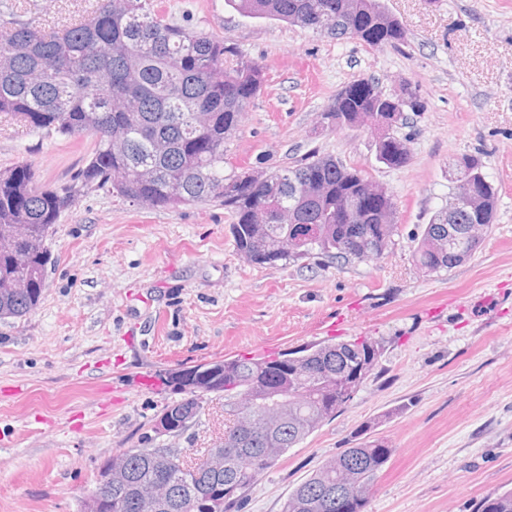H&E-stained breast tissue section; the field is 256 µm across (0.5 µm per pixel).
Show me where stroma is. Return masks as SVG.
I'll list each match as a JSON object with an SVG mask.
<instances>
[{"instance_id": "1", "label": "stroma", "mask_w": 512, "mask_h": 512, "mask_svg": "<svg viewBox=\"0 0 512 512\" xmlns=\"http://www.w3.org/2000/svg\"><path fill=\"white\" fill-rule=\"evenodd\" d=\"M169 19L224 39L268 81L224 143L226 162L293 164L311 151L362 169L391 191L398 231L374 261L248 263L223 206H132L100 189L53 228L39 307L0 319V512H79L101 463L128 448L213 447L224 398L208 394L182 436L154 419L182 395L169 372L262 357L331 338L370 336L383 354L336 416L259 477L240 512H281L289 493L356 433L385 438L367 512H473L512 488V0H380L407 34L372 48L244 16L227 0H156ZM84 0H0L57 28ZM407 80L426 112L397 128L408 166L378 162L371 129L322 130L345 85ZM92 137H45L0 114V169L32 163L42 185L67 180ZM480 154L498 191L494 223L464 263L434 274L412 261L425 224L448 202L453 158Z\"/></svg>"}]
</instances>
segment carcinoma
Returning a JSON list of instances; mask_svg holds the SVG:
<instances>
[{
    "instance_id": "cac0c4a2",
    "label": "carcinoma",
    "mask_w": 512,
    "mask_h": 512,
    "mask_svg": "<svg viewBox=\"0 0 512 512\" xmlns=\"http://www.w3.org/2000/svg\"><path fill=\"white\" fill-rule=\"evenodd\" d=\"M240 13L283 21L336 38L350 37L372 47L398 46L406 34L398 20L377 7L371 36L353 30L354 14L367 0H228ZM333 17L332 27L323 26ZM266 68L238 56L224 40L165 19L154 0H88L86 15L58 31H46L13 14H0V113L10 114L46 137L91 136L90 157L70 181L42 187L28 162L0 170V319L21 318L39 305L49 253L46 240L53 224L74 201L92 189L148 208L184 205L224 206L237 250L257 265L323 256L344 262L380 258L397 229L398 206L384 191L363 219L358 234L336 221V200L373 184L364 171L333 155L312 153L299 164L267 166L257 184L248 170L224 173V141L235 131L255 99ZM337 93L321 118L332 129L350 127L358 114L376 132L377 159L390 169L406 167L411 155L404 141L385 129V112L419 114L427 105L417 87L399 84L384 92L373 80L357 79ZM315 176L320 193L306 200L297 187ZM238 185L224 195V183ZM275 191L283 210L296 222L315 225L306 253L288 251V225H268L281 246L277 260L260 249L249 221L266 189ZM476 210L495 211L496 192L487 178L470 188ZM474 213L453 217L436 210L413 252L425 273L449 270L471 256L482 238L461 235L449 248L448 227L464 230ZM17 224L28 229L18 240ZM25 269L21 288L10 283ZM381 342L371 337L323 342L272 358H232L184 368L170 382L185 397L166 406L153 429L184 434L203 411L194 388L212 379L224 395V433L246 438L233 451L223 444L199 458L171 463L185 448H128L112 457V501L123 512H238L256 480L291 448L336 416L365 379L358 366H377ZM394 449L383 439L364 438L326 459L288 496L282 512H339L336 489L348 490L368 503L373 480ZM474 512H512V490L483 496Z\"/></svg>"
}]
</instances>
